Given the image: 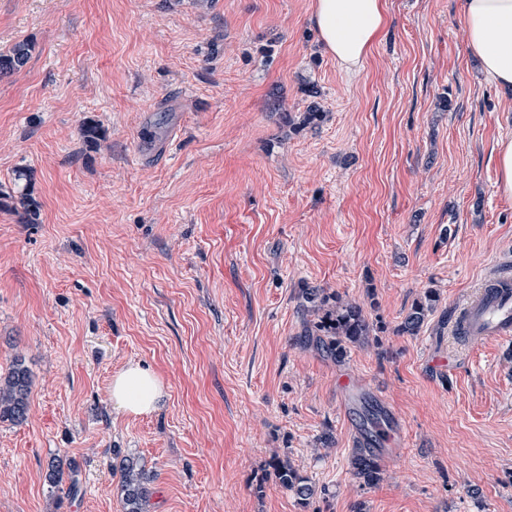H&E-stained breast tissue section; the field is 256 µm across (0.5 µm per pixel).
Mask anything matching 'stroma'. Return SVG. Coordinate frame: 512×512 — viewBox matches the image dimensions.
<instances>
[{
	"label": "stroma",
	"mask_w": 512,
	"mask_h": 512,
	"mask_svg": "<svg viewBox=\"0 0 512 512\" xmlns=\"http://www.w3.org/2000/svg\"><path fill=\"white\" fill-rule=\"evenodd\" d=\"M312 4L0 0V53L31 46L0 76V370L33 377L26 423H0V512H122L117 453L153 473L148 512H512V337L454 324L512 258V94L477 71L463 0H387L354 73ZM305 288L361 303L374 342L330 357ZM132 363L165 386L154 413L112 404ZM364 397L398 441L370 488L348 467ZM498 189L512 198V139L502 140L497 149ZM438 300L439 295L435 289L430 288L424 292L423 297H420L412 304L406 316L397 326V332L409 336L418 335L427 323L429 315L436 311ZM274 474L277 483L281 487L293 492L302 504H307L315 495V487L308 478L303 477L288 462L278 460L274 466Z\"/></svg>",
	"instance_id": "obj_1"
}]
</instances>
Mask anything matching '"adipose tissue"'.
I'll return each instance as SVG.
<instances>
[{
  "mask_svg": "<svg viewBox=\"0 0 512 512\" xmlns=\"http://www.w3.org/2000/svg\"><path fill=\"white\" fill-rule=\"evenodd\" d=\"M468 50L484 76L512 92V0H464ZM312 22L327 53L348 71L361 68L389 23L386 0H314ZM162 381L132 364L114 375L110 397L123 413L156 411L165 398Z\"/></svg>",
  "mask_w": 512,
  "mask_h": 512,
  "instance_id": "obj_1",
  "label": "adipose tissue"
}]
</instances>
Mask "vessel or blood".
Listing matches in <instances>:
<instances>
[{
    "instance_id": "1",
    "label": "vessel or blood",
    "mask_w": 512,
    "mask_h": 512,
    "mask_svg": "<svg viewBox=\"0 0 512 512\" xmlns=\"http://www.w3.org/2000/svg\"><path fill=\"white\" fill-rule=\"evenodd\" d=\"M458 333L494 338L512 334V273L489 280L462 311Z\"/></svg>"
}]
</instances>
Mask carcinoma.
<instances>
[{
  "mask_svg": "<svg viewBox=\"0 0 512 512\" xmlns=\"http://www.w3.org/2000/svg\"><path fill=\"white\" fill-rule=\"evenodd\" d=\"M30 45L26 42L15 44L8 52L0 53V73H8L23 67L29 58ZM439 295L430 288L423 297L417 299L397 326V332L416 336L427 323L429 315L436 311ZM300 308L306 313L317 316V331L326 336L322 346L326 353L341 362L354 344H363L372 335L373 324L364 314L363 308L340 294H328L319 288H305L301 293ZM31 376L24 366L21 356H16L4 373H0V422L8 421L21 424L28 418L30 411ZM385 420L382 411L371 405L365 408L362 416V431L373 442L382 443ZM352 476L362 486H375L382 480V468L377 454L369 444L362 443L353 449L349 459ZM116 470L120 472L117 494L120 496L123 512H146L151 495L150 484L154 475L132 458L120 460ZM77 468L73 464L51 463L48 481L57 488L64 480H70L67 491L76 488ZM277 483L293 492L303 504L315 495V487L308 478L286 462L279 461L274 466Z\"/></svg>",
  "mask_w": 512,
  "mask_h": 512,
  "instance_id": "1",
  "label": "carcinoma"
}]
</instances>
